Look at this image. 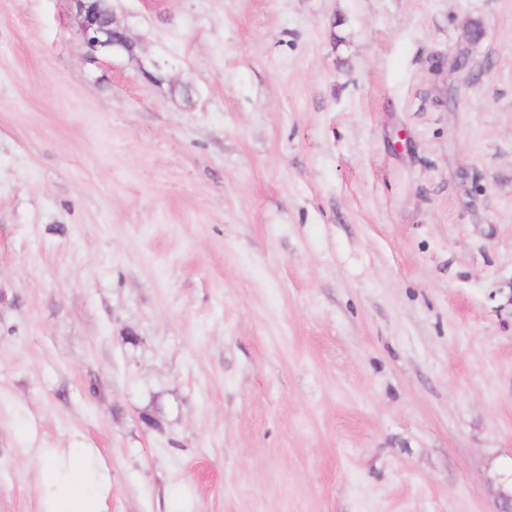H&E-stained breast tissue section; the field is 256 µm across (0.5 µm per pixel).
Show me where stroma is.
Segmentation results:
<instances>
[{
	"label": "stroma",
	"mask_w": 512,
	"mask_h": 512,
	"mask_svg": "<svg viewBox=\"0 0 512 512\" xmlns=\"http://www.w3.org/2000/svg\"><path fill=\"white\" fill-rule=\"evenodd\" d=\"M112 7L90 65L0 0V512L70 447L109 512H497L512 0Z\"/></svg>",
	"instance_id": "1"
}]
</instances>
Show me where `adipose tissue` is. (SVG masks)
Wrapping results in <instances>:
<instances>
[{
    "instance_id": "obj_1",
    "label": "adipose tissue",
    "mask_w": 512,
    "mask_h": 512,
    "mask_svg": "<svg viewBox=\"0 0 512 512\" xmlns=\"http://www.w3.org/2000/svg\"><path fill=\"white\" fill-rule=\"evenodd\" d=\"M38 512H109L112 471L96 448H39Z\"/></svg>"
}]
</instances>
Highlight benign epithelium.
<instances>
[{
	"mask_svg": "<svg viewBox=\"0 0 512 512\" xmlns=\"http://www.w3.org/2000/svg\"><path fill=\"white\" fill-rule=\"evenodd\" d=\"M78 20L85 60L97 63L107 55L122 53L130 58L137 57L138 43L119 24L112 12H103L101 0H72Z\"/></svg>",
	"mask_w": 512,
	"mask_h": 512,
	"instance_id": "1",
	"label": "benign epithelium"
}]
</instances>
